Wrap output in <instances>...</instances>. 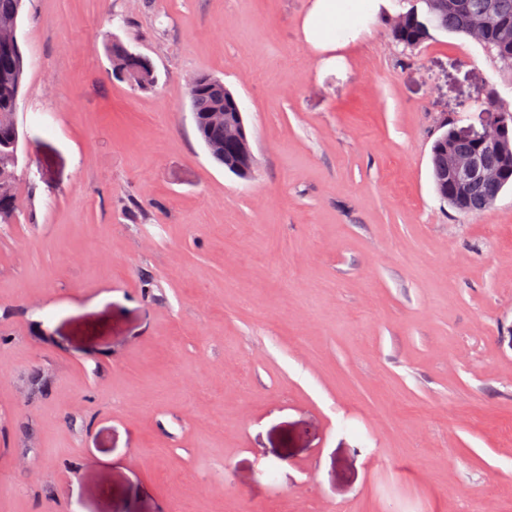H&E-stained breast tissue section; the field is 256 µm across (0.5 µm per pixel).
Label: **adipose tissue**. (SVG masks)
I'll list each match as a JSON object with an SVG mask.
<instances>
[{"instance_id": "ef3b65f1", "label": "adipose tissue", "mask_w": 512, "mask_h": 512, "mask_svg": "<svg viewBox=\"0 0 512 512\" xmlns=\"http://www.w3.org/2000/svg\"><path fill=\"white\" fill-rule=\"evenodd\" d=\"M391 0H311L301 29L306 43L330 60L342 59L370 31Z\"/></svg>"}]
</instances>
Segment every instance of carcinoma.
<instances>
[{
  "mask_svg": "<svg viewBox=\"0 0 512 512\" xmlns=\"http://www.w3.org/2000/svg\"><path fill=\"white\" fill-rule=\"evenodd\" d=\"M24 0H0V22L11 20L18 22L23 9ZM492 13L489 20L484 47L493 56L512 54V37L504 40L500 30L512 31V0H431L430 20L424 22L414 16L413 12H405L399 23L392 24L390 36L393 41L406 48L414 49L421 46L431 36V31L469 34L474 19ZM112 66L115 76L132 82L139 90H148L155 86L156 74L150 61L134 54L122 45L112 46ZM27 62L21 44H5L0 41V163L17 168L19 131L15 122V114L25 80ZM196 114L195 124L199 138L205 146L214 142H224V128L212 126L202 117L208 112L222 109L228 115L238 112L237 98L224 83L206 74L194 77L187 87ZM448 129L435 141L432 147L431 167L435 189L438 195L453 208L464 212H479L489 207L502 187L512 184V129L508 130L503 141V153L488 155L487 164L502 168L506 172L503 186H480L460 188L447 183L443 178L442 162L448 151L471 152L476 145L469 139L456 136L457 122H447ZM14 196L8 192H0V223H11L16 212Z\"/></svg>",
  "mask_w": 512,
  "mask_h": 512,
  "instance_id": "1",
  "label": "carcinoma"
}]
</instances>
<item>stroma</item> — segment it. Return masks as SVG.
<instances>
[{"instance_id":"35a3bbf8","label":"stroma","mask_w":512,"mask_h":512,"mask_svg":"<svg viewBox=\"0 0 512 512\" xmlns=\"http://www.w3.org/2000/svg\"><path fill=\"white\" fill-rule=\"evenodd\" d=\"M311 0H25L0 224V512H482L512 489V187L438 197L512 73L391 17L324 66ZM157 82L112 73V44ZM239 99L256 167L186 93ZM187 91L192 103L193 112L196 114L197 123L195 124V128L199 138L207 148L210 146V151L220 154L213 155L210 153L212 158L219 164L224 165L225 170L237 176H240L238 173L246 174L250 172L255 156L247 137L248 130L243 112L239 111L236 107L238 101L236 96L230 89L224 86L221 80L206 74H200L194 77L189 82ZM219 109L224 110L221 111ZM207 112L209 121L212 124L224 123V127L231 131L234 140L245 142L247 147L242 155L241 164L237 169L238 173L232 168L234 162L233 149L229 147L227 140H225V146H222V144H224V127L211 126L209 123L200 120ZM226 112L230 116L239 112L241 123L244 126H232L227 118ZM214 142H220L222 144Z\"/></svg>"}]
</instances>
